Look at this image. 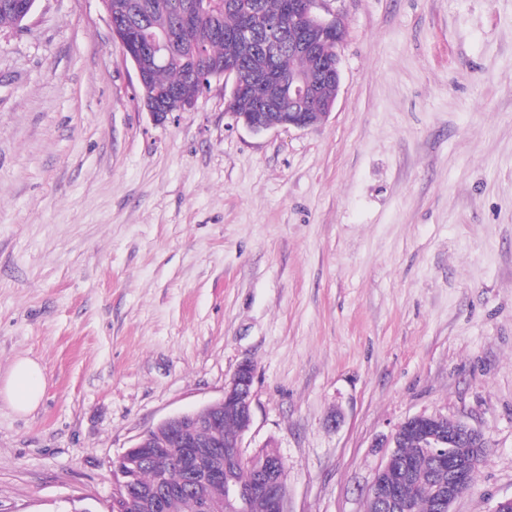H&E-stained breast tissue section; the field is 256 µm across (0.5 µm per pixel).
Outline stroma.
I'll list each match as a JSON object with an SVG mask.
<instances>
[{
    "label": "stroma",
    "instance_id": "obj_1",
    "mask_svg": "<svg viewBox=\"0 0 512 512\" xmlns=\"http://www.w3.org/2000/svg\"><path fill=\"white\" fill-rule=\"evenodd\" d=\"M329 117L256 135L223 80L165 122L99 0L0 30V512H109L110 463L254 367L245 454L288 512H365L388 437L439 413L512 495V0H327ZM45 381L39 362L31 357L17 358L2 385V394L18 413L34 410L44 394Z\"/></svg>",
    "mask_w": 512,
    "mask_h": 512
}]
</instances>
